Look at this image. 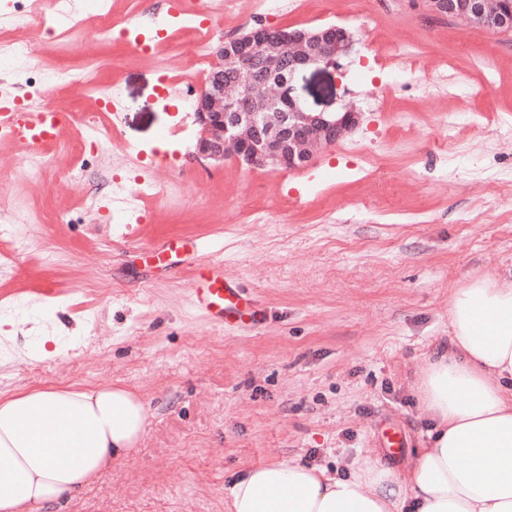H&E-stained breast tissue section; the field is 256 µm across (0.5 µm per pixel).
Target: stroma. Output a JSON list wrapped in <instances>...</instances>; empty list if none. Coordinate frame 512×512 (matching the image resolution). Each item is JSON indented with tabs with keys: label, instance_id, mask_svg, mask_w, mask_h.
I'll use <instances>...</instances> for the list:
<instances>
[{
	"label": "stroma",
	"instance_id": "1",
	"mask_svg": "<svg viewBox=\"0 0 512 512\" xmlns=\"http://www.w3.org/2000/svg\"><path fill=\"white\" fill-rule=\"evenodd\" d=\"M148 7L112 0L146 52L91 26L42 43L34 74L71 64L117 87L111 138L86 153L66 119L46 149L53 178L0 184L29 216L0 236V394L112 383L149 413L138 452L57 512H229L227 487L257 465L401 464L427 445L415 382L450 338L451 289L512 268V32L434 16L426 0H224L218 39L349 30L339 68H308L296 88L307 111L361 119L300 169L201 166L183 101L217 59L198 62L182 19L140 23ZM115 178L163 193L115 224ZM169 238L203 249L158 265L147 250ZM211 259L260 306L257 328L229 332L192 308V273ZM45 336L61 354L31 359Z\"/></svg>",
	"mask_w": 512,
	"mask_h": 512
}]
</instances>
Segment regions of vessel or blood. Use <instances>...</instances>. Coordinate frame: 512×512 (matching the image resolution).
<instances>
[{"label": "vessel or blood", "mask_w": 512, "mask_h": 512, "mask_svg": "<svg viewBox=\"0 0 512 512\" xmlns=\"http://www.w3.org/2000/svg\"><path fill=\"white\" fill-rule=\"evenodd\" d=\"M9 118L12 143L25 148L35 149L54 140L58 131V115L48 107L30 112L20 109ZM192 301L204 317L231 331L255 326L262 316L255 303L225 276L219 260L208 261L195 274Z\"/></svg>", "instance_id": "b4317fda"}]
</instances>
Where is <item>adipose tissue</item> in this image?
<instances>
[{
	"label": "adipose tissue",
	"instance_id": "1",
	"mask_svg": "<svg viewBox=\"0 0 512 512\" xmlns=\"http://www.w3.org/2000/svg\"><path fill=\"white\" fill-rule=\"evenodd\" d=\"M448 329L416 384L429 447L349 477L254 466L227 489L232 512H512V271L453 289ZM148 424L141 398L112 384L0 396V512L73 497L136 453Z\"/></svg>",
	"mask_w": 512,
	"mask_h": 512
}]
</instances>
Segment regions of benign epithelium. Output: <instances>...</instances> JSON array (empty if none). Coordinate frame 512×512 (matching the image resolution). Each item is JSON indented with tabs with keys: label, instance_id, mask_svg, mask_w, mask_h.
<instances>
[{
	"label": "benign epithelium",
	"instance_id": "obj_1",
	"mask_svg": "<svg viewBox=\"0 0 512 512\" xmlns=\"http://www.w3.org/2000/svg\"><path fill=\"white\" fill-rule=\"evenodd\" d=\"M439 17L463 18L488 30L511 31L507 0H428ZM350 46L346 29L266 27L212 47L220 63L195 99L204 135L196 149L203 160L221 162L231 145L250 165L298 168L313 152L334 144L357 122V113L337 116L305 111L294 96L297 75L312 66H337Z\"/></svg>",
	"mask_w": 512,
	"mask_h": 512
}]
</instances>
